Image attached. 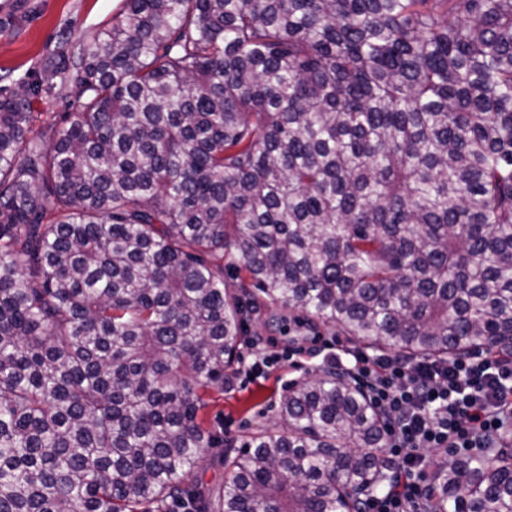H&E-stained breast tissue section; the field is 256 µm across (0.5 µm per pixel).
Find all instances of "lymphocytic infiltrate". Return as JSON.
Instances as JSON below:
<instances>
[{"label":"lymphocytic infiltrate","mask_w":512,"mask_h":512,"mask_svg":"<svg viewBox=\"0 0 512 512\" xmlns=\"http://www.w3.org/2000/svg\"><path fill=\"white\" fill-rule=\"evenodd\" d=\"M304 355L344 373L384 416L393 471L381 491L364 497L361 512H432L428 471L436 451L472 456L512 440V351L408 361L336 336H314L306 347L256 355L240 382L252 383L276 364Z\"/></svg>","instance_id":"f902f5d3"}]
</instances>
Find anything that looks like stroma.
<instances>
[{"label": "stroma", "mask_w": 512, "mask_h": 512, "mask_svg": "<svg viewBox=\"0 0 512 512\" xmlns=\"http://www.w3.org/2000/svg\"><path fill=\"white\" fill-rule=\"evenodd\" d=\"M122 0H0V87L14 88L23 81L34 88L32 111L49 116L75 109L71 81L47 80L48 69L71 55L74 47L108 24ZM270 311L251 316L246 325L250 344L242 356L283 348L289 337L313 334L310 326L270 320ZM310 361L295 367L283 362L264 378L246 386H228L220 402L210 407L207 426L220 442L207 449V458L193 479L216 489L224 483L220 447L240 446L268 427L277 413L282 394L311 373Z\"/></svg>", "instance_id": "obj_1"}]
</instances>
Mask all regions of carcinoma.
Listing matches in <instances>:
<instances>
[{"label":"carcinoma","instance_id":"cac0c4a2","mask_svg":"<svg viewBox=\"0 0 512 512\" xmlns=\"http://www.w3.org/2000/svg\"><path fill=\"white\" fill-rule=\"evenodd\" d=\"M76 109L0 101V512H359L384 423L334 370L192 481L245 322L512 350V0H123ZM240 280V291L228 279ZM434 512H512V453Z\"/></svg>","mask_w":512,"mask_h":512}]
</instances>
